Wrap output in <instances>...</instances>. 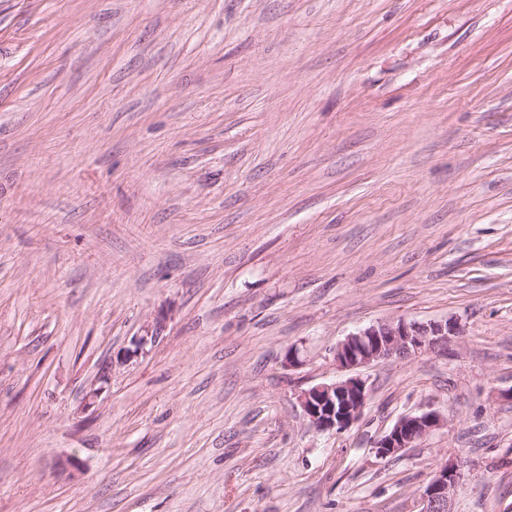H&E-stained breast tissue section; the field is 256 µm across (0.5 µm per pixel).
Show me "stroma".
I'll return each instance as SVG.
<instances>
[{"mask_svg": "<svg viewBox=\"0 0 512 512\" xmlns=\"http://www.w3.org/2000/svg\"><path fill=\"white\" fill-rule=\"evenodd\" d=\"M398 319L461 334L312 430ZM452 458L512 512V0H0V512H420ZM369 392L366 380L359 375H351L301 391L297 400L304 417L314 430H342L360 418ZM442 416L434 410L401 417L391 428L373 444V452L381 459L399 456L406 448L422 440L441 426Z\"/></svg>", "mask_w": 512, "mask_h": 512, "instance_id": "1", "label": "stroma"}]
</instances>
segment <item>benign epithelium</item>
I'll return each mask as SVG.
<instances>
[{"instance_id": "obj_1", "label": "benign epithelium", "mask_w": 512, "mask_h": 512, "mask_svg": "<svg viewBox=\"0 0 512 512\" xmlns=\"http://www.w3.org/2000/svg\"><path fill=\"white\" fill-rule=\"evenodd\" d=\"M460 327L452 321L407 322L403 319L371 325L348 335L334 349L339 369L351 376L323 382L302 391L298 404L310 427L318 432L342 430L361 416L369 398L366 380L352 371L391 357H408L445 347ZM442 416L434 410L401 417L391 430L374 442L373 452L381 459L399 456L441 426ZM463 477L461 464L440 467L420 494V512H449L450 497Z\"/></svg>"}]
</instances>
